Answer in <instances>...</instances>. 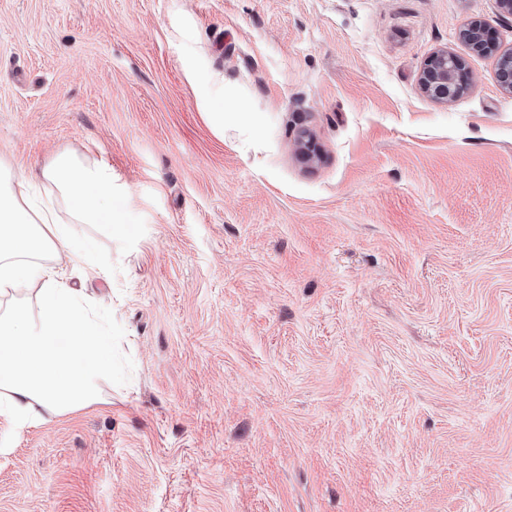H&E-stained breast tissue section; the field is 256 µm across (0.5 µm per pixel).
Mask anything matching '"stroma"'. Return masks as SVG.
I'll return each instance as SVG.
<instances>
[{
    "mask_svg": "<svg viewBox=\"0 0 512 512\" xmlns=\"http://www.w3.org/2000/svg\"><path fill=\"white\" fill-rule=\"evenodd\" d=\"M509 49L499 0H0V165L129 223L55 261L112 374L0 416V512H512ZM465 78V65L462 59L448 52L440 50L432 55L419 76V85L429 97L448 102L459 82ZM35 178L65 201L70 224H114L113 232L125 226L120 214L112 209V169L105 162L61 153Z\"/></svg>",
    "mask_w": 512,
    "mask_h": 512,
    "instance_id": "35a3bbf8",
    "label": "stroma"
}]
</instances>
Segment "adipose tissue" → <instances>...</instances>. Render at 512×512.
<instances>
[{"label":"adipose tissue","mask_w":512,"mask_h":512,"mask_svg":"<svg viewBox=\"0 0 512 512\" xmlns=\"http://www.w3.org/2000/svg\"><path fill=\"white\" fill-rule=\"evenodd\" d=\"M39 180L65 201L71 224L122 226L105 162L62 153L42 168ZM28 188L0 167V414L16 431L38 424L42 410L97 402L98 382L112 371L109 337L53 265L63 254L82 263L84 252L71 224L57 223L50 206L32 203ZM36 279L35 316L19 294Z\"/></svg>","instance_id":"ef3b65f1"}]
</instances>
